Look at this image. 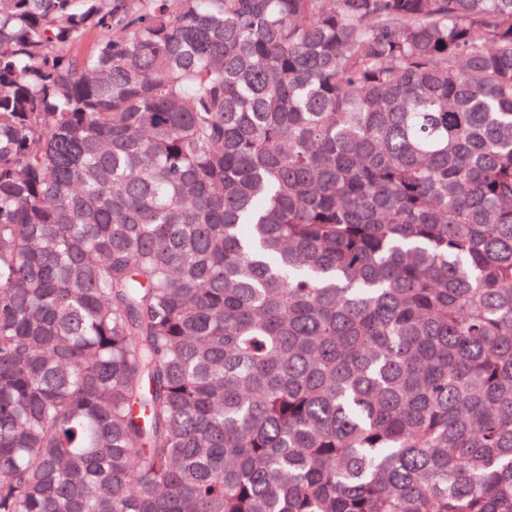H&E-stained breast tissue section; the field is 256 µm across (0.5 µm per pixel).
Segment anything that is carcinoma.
Returning <instances> with one entry per match:
<instances>
[{
  "instance_id": "1",
  "label": "carcinoma",
  "mask_w": 512,
  "mask_h": 512,
  "mask_svg": "<svg viewBox=\"0 0 512 512\" xmlns=\"http://www.w3.org/2000/svg\"><path fill=\"white\" fill-rule=\"evenodd\" d=\"M0 512H512V0H0Z\"/></svg>"
}]
</instances>
